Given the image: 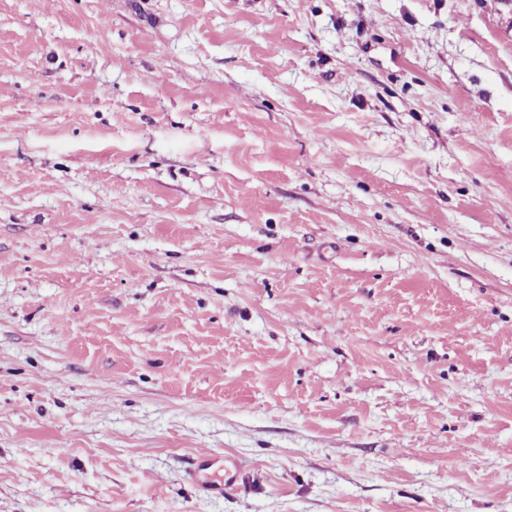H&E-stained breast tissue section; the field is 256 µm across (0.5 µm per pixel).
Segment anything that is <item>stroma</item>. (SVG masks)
I'll return each instance as SVG.
<instances>
[{"instance_id":"stroma-1","label":"stroma","mask_w":512,"mask_h":512,"mask_svg":"<svg viewBox=\"0 0 512 512\" xmlns=\"http://www.w3.org/2000/svg\"><path fill=\"white\" fill-rule=\"evenodd\" d=\"M0 512H512V0H0ZM212 469L214 474L222 472L219 478L202 480L203 472ZM188 476L197 484L199 491L206 496H223L225 490L240 489L246 483V476L238 464L221 455L200 458L196 467L188 472Z\"/></svg>"}]
</instances>
